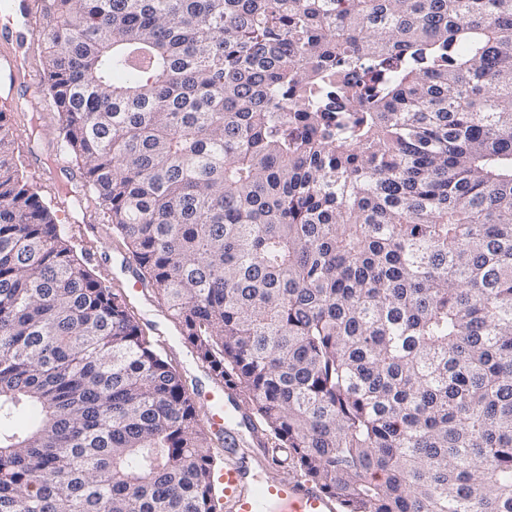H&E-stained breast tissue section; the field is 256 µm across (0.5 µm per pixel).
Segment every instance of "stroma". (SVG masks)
Wrapping results in <instances>:
<instances>
[{
	"label": "stroma",
	"instance_id": "35a3bbf8",
	"mask_svg": "<svg viewBox=\"0 0 512 512\" xmlns=\"http://www.w3.org/2000/svg\"><path fill=\"white\" fill-rule=\"evenodd\" d=\"M0 112L5 113L14 134L13 157L20 176L43 200L54 203L59 223L70 228L76 244L84 248L95 273L112 288L127 295L144 326L146 337L158 341L159 351L171 359L189 391H209L210 377L200 370L199 362L188 345L180 342L164 308L148 290L134 289L135 278L125 264L126 251L118 246L101 208L92 200L79 202L72 197H60L61 188L80 185L83 170L74 163L65 171L54 167L59 150L56 108L44 99L22 111L0 103ZM85 225L99 226L97 236L84 235L81 228Z\"/></svg>",
	"mask_w": 512,
	"mask_h": 512
}]
</instances>
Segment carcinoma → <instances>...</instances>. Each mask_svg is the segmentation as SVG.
I'll use <instances>...</instances> for the list:
<instances>
[{
	"label": "carcinoma",
	"mask_w": 512,
	"mask_h": 512,
	"mask_svg": "<svg viewBox=\"0 0 512 512\" xmlns=\"http://www.w3.org/2000/svg\"><path fill=\"white\" fill-rule=\"evenodd\" d=\"M60 151L341 512H512V0H37ZM0 112V512H220L177 369Z\"/></svg>",
	"instance_id": "obj_1"
}]
</instances>
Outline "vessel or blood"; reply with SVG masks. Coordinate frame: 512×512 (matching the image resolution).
<instances>
[{
  "mask_svg": "<svg viewBox=\"0 0 512 512\" xmlns=\"http://www.w3.org/2000/svg\"><path fill=\"white\" fill-rule=\"evenodd\" d=\"M24 79L28 93H35L39 83L32 76L26 59L18 53L0 57V87H12ZM200 404L205 420L212 429L224 430L233 436L236 430L248 427L249 418L234 399H221L219 393L205 394ZM268 460L242 456L217 474L216 482L224 491L227 512H338L335 498L317 486L297 477H279L252 484L255 467H268Z\"/></svg>",
  "mask_w": 512,
  "mask_h": 512,
  "instance_id": "vessel-or-blood-1",
  "label": "vessel or blood"
}]
</instances>
